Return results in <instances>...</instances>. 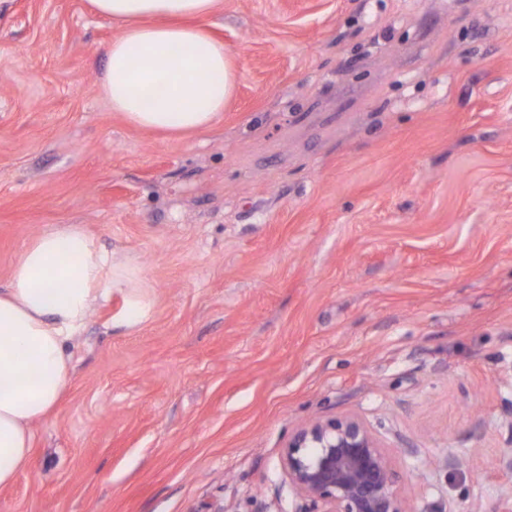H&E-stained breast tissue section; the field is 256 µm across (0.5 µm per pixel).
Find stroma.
<instances>
[{"label": "stroma", "instance_id": "stroma-1", "mask_svg": "<svg viewBox=\"0 0 512 512\" xmlns=\"http://www.w3.org/2000/svg\"><path fill=\"white\" fill-rule=\"evenodd\" d=\"M210 129L129 126L89 0H0V289L37 235L135 257L0 512H293L310 419L359 416L414 512L512 494V0H220ZM476 456L475 469L456 466Z\"/></svg>", "mask_w": 512, "mask_h": 512}]
</instances>
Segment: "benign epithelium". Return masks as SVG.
I'll use <instances>...</instances> for the list:
<instances>
[{
    "mask_svg": "<svg viewBox=\"0 0 512 512\" xmlns=\"http://www.w3.org/2000/svg\"><path fill=\"white\" fill-rule=\"evenodd\" d=\"M281 464L300 512H412L392 457L354 414L302 426Z\"/></svg>",
    "mask_w": 512,
    "mask_h": 512,
    "instance_id": "obj_1",
    "label": "benign epithelium"
}]
</instances>
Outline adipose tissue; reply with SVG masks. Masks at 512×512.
I'll return each mask as SVG.
<instances>
[{
  "instance_id": "1",
  "label": "adipose tissue",
  "mask_w": 512,
  "mask_h": 512,
  "mask_svg": "<svg viewBox=\"0 0 512 512\" xmlns=\"http://www.w3.org/2000/svg\"><path fill=\"white\" fill-rule=\"evenodd\" d=\"M117 33L105 49L101 94L132 127L192 134L214 125L235 74L223 41L200 19L218 0H91ZM121 293L120 322L148 320L154 297L142 266L100 247L86 227L64 224L21 252L0 290V485L27 467L31 427L64 396L68 343L90 312Z\"/></svg>"
}]
</instances>
